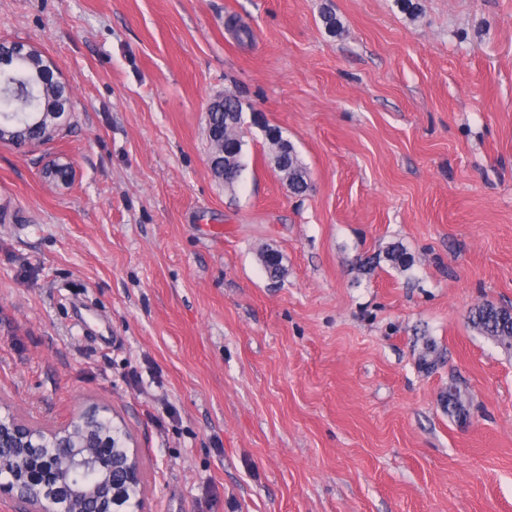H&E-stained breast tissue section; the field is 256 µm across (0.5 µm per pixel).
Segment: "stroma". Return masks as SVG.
Here are the masks:
<instances>
[{"mask_svg":"<svg viewBox=\"0 0 512 512\" xmlns=\"http://www.w3.org/2000/svg\"><path fill=\"white\" fill-rule=\"evenodd\" d=\"M419 4L0 0V40L50 59L72 112L0 143V407L108 409L146 512H512V352L467 320L512 305V0ZM227 94L231 188L207 121ZM243 104L235 95L224 96L223 110L220 106L211 108L208 112L209 136L212 146V158L223 159L227 157L230 161L225 185L233 187L235 183V170L240 166L243 142L240 137L241 113ZM226 154V155H225ZM276 132V136L269 140L273 156L277 158L283 173L288 179L289 189L300 194L308 188L307 171L301 163L297 151L293 144L283 137V133L278 128H271Z\"/></svg>","mask_w":512,"mask_h":512,"instance_id":"obj_1","label":"stroma"}]
</instances>
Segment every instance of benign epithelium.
Wrapping results in <instances>:
<instances>
[{
	"instance_id": "7a95c632",
	"label": "benign epithelium",
	"mask_w": 512,
	"mask_h": 512,
	"mask_svg": "<svg viewBox=\"0 0 512 512\" xmlns=\"http://www.w3.org/2000/svg\"><path fill=\"white\" fill-rule=\"evenodd\" d=\"M109 412L88 407L74 414L62 427L52 431L36 428L17 414H0V443L12 448H33L42 453L60 448L59 456L47 455L38 470L14 463L10 480L0 482V493L29 505L28 512H85V504L98 500L97 512H144L142 498L126 499L117 490L112 473L115 453L110 447L123 444L118 433L91 438L93 423H110ZM126 472L141 474V463L134 448L118 458Z\"/></svg>"
}]
</instances>
